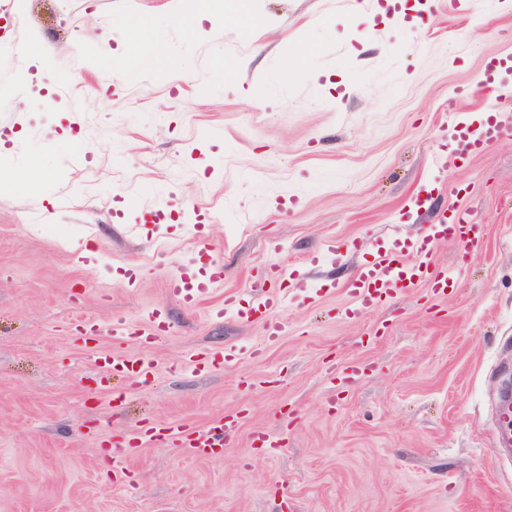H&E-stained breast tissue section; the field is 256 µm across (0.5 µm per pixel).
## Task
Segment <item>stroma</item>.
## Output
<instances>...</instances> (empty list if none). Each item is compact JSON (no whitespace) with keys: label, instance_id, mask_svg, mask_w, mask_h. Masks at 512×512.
I'll use <instances>...</instances> for the list:
<instances>
[{"label":"stroma","instance_id":"obj_1","mask_svg":"<svg viewBox=\"0 0 512 512\" xmlns=\"http://www.w3.org/2000/svg\"><path fill=\"white\" fill-rule=\"evenodd\" d=\"M386 2L0 0V512H512V450L489 453L512 364V139L463 161L448 143L467 108L512 124V89H478L512 54V0ZM136 34L150 65L122 50ZM452 213L482 231L469 253L435 243L446 292L347 316L357 270ZM183 262L192 301L168 292ZM272 290L269 317L223 309ZM156 311L152 344L113 335ZM84 320L97 343L77 341ZM105 350L152 375L99 388ZM237 408L222 455L124 448L137 425ZM272 432L269 456L254 440ZM191 361L196 369L200 368H217L223 364H227L234 359V353L231 350L208 353H194L191 355Z\"/></svg>","mask_w":512,"mask_h":512}]
</instances>
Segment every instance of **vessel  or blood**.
Here are the masks:
<instances>
[{"label":"vessel or blood","mask_w":512,"mask_h":512,"mask_svg":"<svg viewBox=\"0 0 512 512\" xmlns=\"http://www.w3.org/2000/svg\"><path fill=\"white\" fill-rule=\"evenodd\" d=\"M512 76V56L506 55L489 61L485 67L483 85H504L507 77ZM451 138L457 158L465 159L483 150L490 143L512 139V127L492 122L479 123L463 119L452 127ZM455 239L464 249H472L479 243L472 225L462 218L455 217L431 225L419 240L407 243L406 248L414 255L413 260H405L398 254L386 253L374 264L361 268L353 281L355 311H362L384 302L388 297L401 291L416 287L426 278H433L436 290L446 289L447 275L430 276L432 267V246L436 240ZM103 378L113 375L127 376L136 380L148 378L152 373L149 364L127 359L112 352H104L99 357ZM243 418L242 411L225 414L208 426L188 428L185 426L157 429L138 427L128 438L134 447L149 443H171L182 453L192 457H213L223 453L224 444L235 434Z\"/></svg>","instance_id":"vessel-or-blood-1"}]
</instances>
